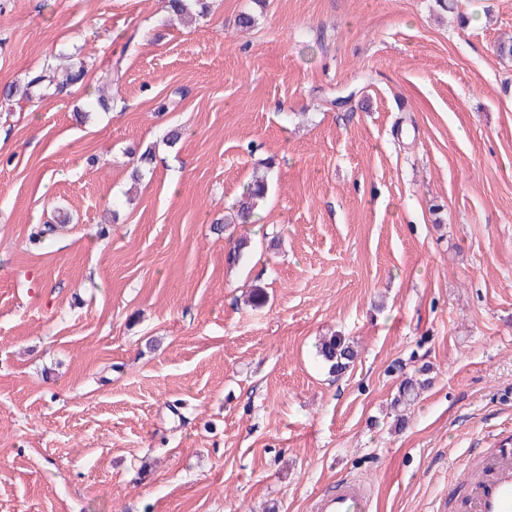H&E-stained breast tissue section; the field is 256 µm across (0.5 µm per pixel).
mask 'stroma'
Segmentation results:
<instances>
[{"label": "stroma", "mask_w": 512, "mask_h": 512, "mask_svg": "<svg viewBox=\"0 0 512 512\" xmlns=\"http://www.w3.org/2000/svg\"><path fill=\"white\" fill-rule=\"evenodd\" d=\"M210 6L0 0V512H312L347 477L457 512L512 436V0ZM71 54L83 83L5 97ZM266 183L264 180H255L250 184L241 198L236 203L237 216L241 224L252 223L258 201L266 195ZM317 352L329 372L336 375L344 373L355 358L354 350L342 336L323 339L317 346Z\"/></svg>", "instance_id": "1"}]
</instances>
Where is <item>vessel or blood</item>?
<instances>
[{
    "instance_id": "1",
    "label": "vessel or blood",
    "mask_w": 512,
    "mask_h": 512,
    "mask_svg": "<svg viewBox=\"0 0 512 512\" xmlns=\"http://www.w3.org/2000/svg\"><path fill=\"white\" fill-rule=\"evenodd\" d=\"M481 470L468 477L463 512H512V444L502 443L482 456ZM372 495L357 479L337 482L330 493L317 497L315 512H371Z\"/></svg>"
}]
</instances>
